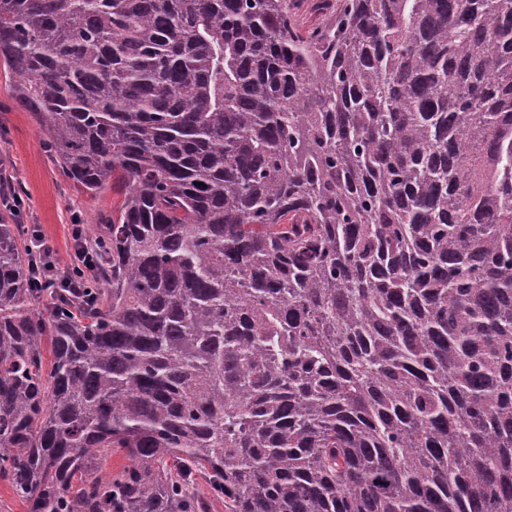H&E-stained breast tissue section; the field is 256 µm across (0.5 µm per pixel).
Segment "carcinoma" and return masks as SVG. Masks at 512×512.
Segmentation results:
<instances>
[{"mask_svg": "<svg viewBox=\"0 0 512 512\" xmlns=\"http://www.w3.org/2000/svg\"><path fill=\"white\" fill-rule=\"evenodd\" d=\"M295 2L0 0L40 141L116 195L81 288L0 215L27 512H512V0Z\"/></svg>", "mask_w": 512, "mask_h": 512, "instance_id": "carcinoma-1", "label": "carcinoma"}]
</instances>
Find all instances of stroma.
I'll return each instance as SVG.
<instances>
[{"label":"stroma","mask_w":512,"mask_h":512,"mask_svg":"<svg viewBox=\"0 0 512 512\" xmlns=\"http://www.w3.org/2000/svg\"><path fill=\"white\" fill-rule=\"evenodd\" d=\"M0 176L25 203L24 223L40 225L60 266L72 259L71 224H103L112 216L111 191L80 192L38 137L37 124L17 98L10 72L0 67Z\"/></svg>","instance_id":"35a3bbf8"}]
</instances>
